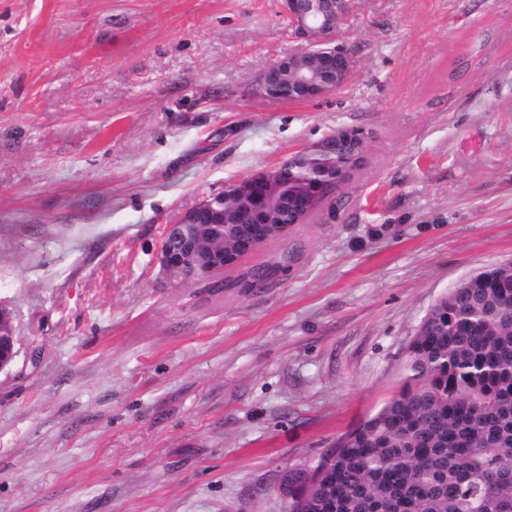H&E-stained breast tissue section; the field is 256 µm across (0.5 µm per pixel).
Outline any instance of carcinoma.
Here are the masks:
<instances>
[{
  "instance_id": "obj_1",
  "label": "carcinoma",
  "mask_w": 512,
  "mask_h": 512,
  "mask_svg": "<svg viewBox=\"0 0 512 512\" xmlns=\"http://www.w3.org/2000/svg\"><path fill=\"white\" fill-rule=\"evenodd\" d=\"M292 256L248 272L263 288ZM288 475L296 512H512V264L475 273L412 336L398 394Z\"/></svg>"
}]
</instances>
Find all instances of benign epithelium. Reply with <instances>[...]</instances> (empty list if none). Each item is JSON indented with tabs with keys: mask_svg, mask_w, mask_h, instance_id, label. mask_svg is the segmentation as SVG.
<instances>
[{
	"mask_svg": "<svg viewBox=\"0 0 512 512\" xmlns=\"http://www.w3.org/2000/svg\"><path fill=\"white\" fill-rule=\"evenodd\" d=\"M351 0H283L296 37V52L274 62L259 77L260 93L278 96L288 85V96L300 101L319 100L334 92L349 78L352 56L339 44V28L349 13ZM345 139L352 150L350 166L336 167L329 142ZM366 137L349 128H338L317 144L288 158V172L302 158L314 162V172L326 173L332 183L344 184L365 154ZM296 189L282 179V167L262 171L225 186L185 210L166 226L156 254L161 277L171 288L210 286L224 271L236 268L242 258L263 244L288 240L296 224H304L312 212L336 216L335 193L312 198L294 208L293 223H279V212L293 201ZM219 234L231 248L205 249L202 238ZM19 355L12 313L0 308V372L11 367Z\"/></svg>",
	"mask_w": 512,
	"mask_h": 512,
	"instance_id": "obj_1",
	"label": "benign epithelium"
}]
</instances>
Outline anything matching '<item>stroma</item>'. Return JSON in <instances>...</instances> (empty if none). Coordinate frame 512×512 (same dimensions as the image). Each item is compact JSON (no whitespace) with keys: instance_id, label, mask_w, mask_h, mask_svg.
<instances>
[{"instance_id":"35a3bbf8","label":"stroma","mask_w":512,"mask_h":512,"mask_svg":"<svg viewBox=\"0 0 512 512\" xmlns=\"http://www.w3.org/2000/svg\"><path fill=\"white\" fill-rule=\"evenodd\" d=\"M468 74L448 66L466 36ZM346 83L269 99L281 0H0V512H284V475L399 391L432 306L512 262V0H352ZM335 220L167 288V224L336 129ZM300 254L268 288L239 271ZM41 349L27 362L30 346ZM7 323L9 331H2L3 325ZM18 340L12 313L4 308H0V372L13 365L19 355L17 347Z\"/></svg>"}]
</instances>
